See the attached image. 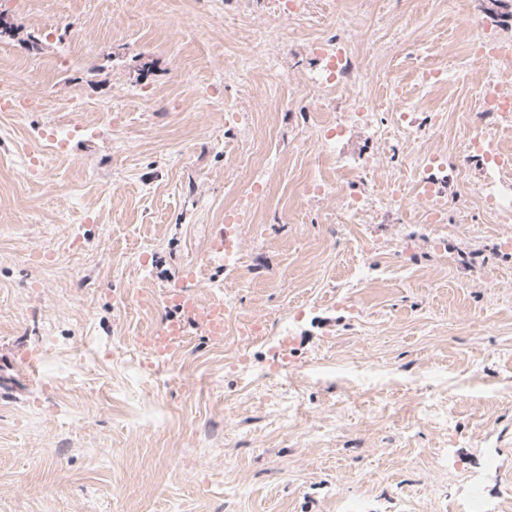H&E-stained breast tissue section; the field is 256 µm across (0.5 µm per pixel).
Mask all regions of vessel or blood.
Returning a JSON list of instances; mask_svg holds the SVG:
<instances>
[{
  "instance_id": "obj_1",
  "label": "vessel or blood",
  "mask_w": 512,
  "mask_h": 512,
  "mask_svg": "<svg viewBox=\"0 0 512 512\" xmlns=\"http://www.w3.org/2000/svg\"><path fill=\"white\" fill-rule=\"evenodd\" d=\"M165 304L170 315L156 328L146 342L150 357L166 361L174 359L184 347L189 330H197L208 341L218 343L224 339L227 309L223 302L199 304L195 295L183 287H176L172 298Z\"/></svg>"
}]
</instances>
